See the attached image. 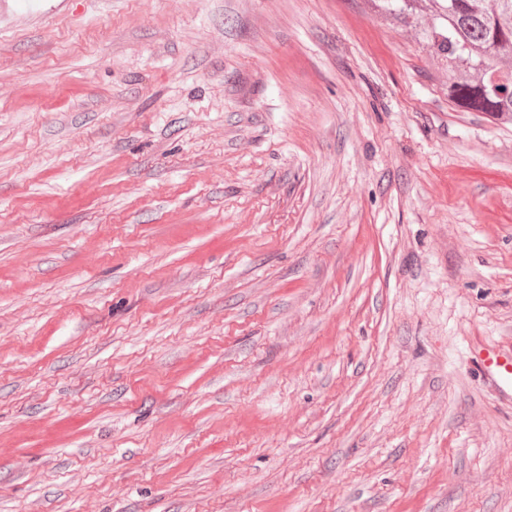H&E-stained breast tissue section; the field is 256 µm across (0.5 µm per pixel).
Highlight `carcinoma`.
<instances>
[{
    "mask_svg": "<svg viewBox=\"0 0 512 512\" xmlns=\"http://www.w3.org/2000/svg\"><path fill=\"white\" fill-rule=\"evenodd\" d=\"M440 24L431 46L448 57L454 104L512 118V0H428ZM502 84L491 88L493 75Z\"/></svg>",
    "mask_w": 512,
    "mask_h": 512,
    "instance_id": "cac0c4a2",
    "label": "carcinoma"
}]
</instances>
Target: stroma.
Listing matches in <instances>:
<instances>
[{"label": "stroma", "instance_id": "stroma-1", "mask_svg": "<svg viewBox=\"0 0 512 512\" xmlns=\"http://www.w3.org/2000/svg\"><path fill=\"white\" fill-rule=\"evenodd\" d=\"M381 0H0V512H512V121ZM476 360L498 393L512 401V342L478 348Z\"/></svg>", "mask_w": 512, "mask_h": 512}]
</instances>
